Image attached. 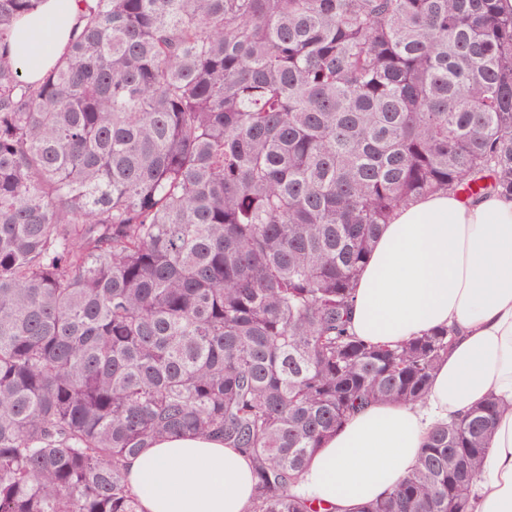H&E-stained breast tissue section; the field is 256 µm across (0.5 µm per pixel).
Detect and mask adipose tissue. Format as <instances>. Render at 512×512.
Returning <instances> with one entry per match:
<instances>
[{
    "label": "adipose tissue",
    "mask_w": 512,
    "mask_h": 512,
    "mask_svg": "<svg viewBox=\"0 0 512 512\" xmlns=\"http://www.w3.org/2000/svg\"><path fill=\"white\" fill-rule=\"evenodd\" d=\"M80 0H41L17 25L13 59L37 80L64 53ZM451 326L456 339L422 405H375L311 457L302 493L330 512H357L414 465L430 428L494 396L502 403L475 512H512V199L475 202L439 191L400 206L357 280L350 327L393 344ZM139 512H248L249 461L212 438L154 441L126 462Z\"/></svg>",
    "instance_id": "ef3b65f1"
}]
</instances>
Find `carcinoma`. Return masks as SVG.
Segmentation results:
<instances>
[{"mask_svg":"<svg viewBox=\"0 0 512 512\" xmlns=\"http://www.w3.org/2000/svg\"><path fill=\"white\" fill-rule=\"evenodd\" d=\"M39 2L0 0V512H138L126 459L186 434L249 458V512H318L311 456L422 404L455 340L350 332L381 226L512 196V9L82 0L30 83ZM500 410L435 426L358 512H473ZM81 0H43L17 25L13 59L29 81L37 80L64 53ZM47 42L49 48H42Z\"/></svg>","mask_w":512,"mask_h":512,"instance_id":"obj_1","label":"carcinoma"}]
</instances>
